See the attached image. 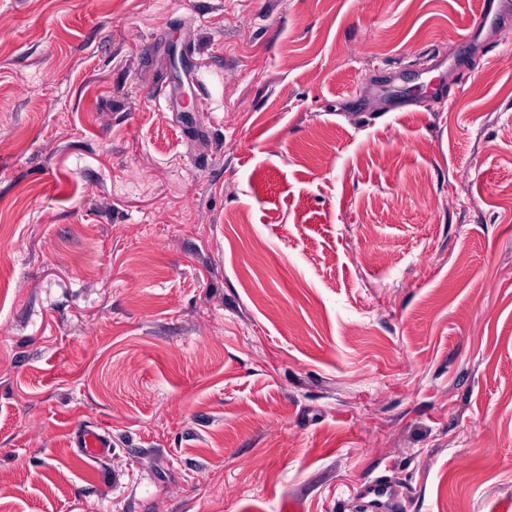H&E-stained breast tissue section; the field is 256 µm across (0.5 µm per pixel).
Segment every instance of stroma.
I'll return each instance as SVG.
<instances>
[{"label": "stroma", "mask_w": 512, "mask_h": 512, "mask_svg": "<svg viewBox=\"0 0 512 512\" xmlns=\"http://www.w3.org/2000/svg\"><path fill=\"white\" fill-rule=\"evenodd\" d=\"M479 7L0 0V512H512ZM72 438L80 455L89 461L102 462L112 454V438L101 427L78 428ZM359 499L366 512H394L397 508L391 482L384 476L368 479L360 488Z\"/></svg>", "instance_id": "1"}]
</instances>
